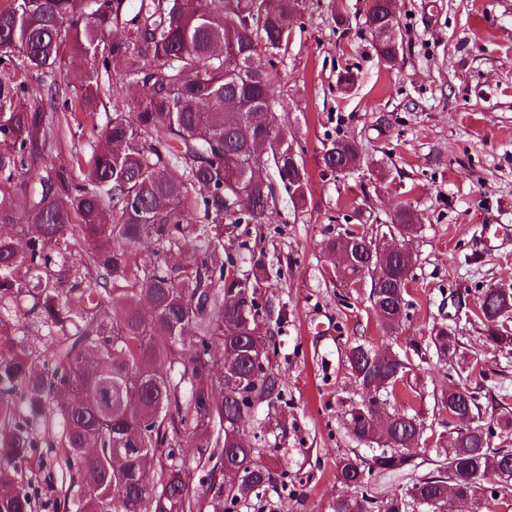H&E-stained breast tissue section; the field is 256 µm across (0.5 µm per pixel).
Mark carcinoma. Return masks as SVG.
<instances>
[{
  "label": "carcinoma",
  "mask_w": 512,
  "mask_h": 512,
  "mask_svg": "<svg viewBox=\"0 0 512 512\" xmlns=\"http://www.w3.org/2000/svg\"><path fill=\"white\" fill-rule=\"evenodd\" d=\"M295 0H5L0 5V224L16 223L20 237L0 236V302L32 298L28 312L57 332L49 357H36L0 337V512H33L18 466L37 449L59 448L56 466L69 477L59 509L74 496L75 512H237V504L287 478L284 470L255 460L248 436L236 440L239 422L259 401L280 402L283 389L272 363L254 360L259 344H272L255 284L265 264L254 261L253 279L226 268L224 225L263 224L271 186L252 178L251 145L266 134L257 109L275 103V75L262 63L266 45L288 46ZM367 25L381 61H395L386 29H397L394 0H374ZM121 35L105 40L112 29ZM81 57V93L45 78L61 68L65 51ZM250 63L252 77L237 83L226 73ZM42 77L33 85L29 77ZM118 75L142 90L126 100L114 88ZM113 101L112 121L90 155L66 169L32 175L22 192L15 176L57 132L46 108L91 115ZM286 143L272 155L283 184L305 200L308 178L288 156ZM361 157L345 138L322 153L328 170H350ZM250 202L231 209L238 190ZM420 229L409 208L395 212L375 236L346 230L328 239L347 247L351 264L336 280L355 287L371 278V307L388 334L410 317L413 264L398 258L376 265L380 238ZM195 236L198 256L184 263L181 240ZM153 238L164 263L148 270L136 243ZM86 242L95 253V278L81 287L83 308L62 303L59 269L71 246ZM118 306L111 319L105 307ZM486 342L512 354V293L488 288L478 303ZM222 351V359L214 357ZM435 355L458 382L434 395V406L470 417L461 432L449 421L448 446L435 449V468L420 463L405 444L424 427L417 415L390 404L345 403L343 418L358 445L377 446L368 458L339 462L341 491L331 512H440L448 499L462 512H492L512 500V448L495 441L512 432V411L496 425L484 420L491 389L469 385L474 355L463 350L457 327L432 325L400 351L380 355L367 340L347 351L349 374L374 385L382 399L396 398L415 361ZM108 393L111 401L99 396ZM196 438L192 464L176 459L180 439ZM141 448L125 454L124 448ZM204 476L197 477L198 473ZM401 473V493L377 496L366 475Z\"/></svg>",
  "instance_id": "carcinoma-1"
}]
</instances>
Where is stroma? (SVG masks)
Listing matches in <instances>:
<instances>
[{
  "label": "stroma",
  "instance_id": "obj_1",
  "mask_svg": "<svg viewBox=\"0 0 512 512\" xmlns=\"http://www.w3.org/2000/svg\"><path fill=\"white\" fill-rule=\"evenodd\" d=\"M370 0H298L289 44L273 58L275 118L308 174L305 203L276 183L266 223L224 228V259L238 277L263 260L259 296L274 333L273 367L283 388L276 407L256 406L248 432L260 433L261 464L287 470L283 485L242 502L238 512H330L341 489L336 464L355 448L342 401L359 398L345 369L357 338L398 348L433 323L457 326L466 351L479 355L497 398L487 422L512 408V356L490 347L472 310L491 287L512 290V238L486 242L484 225L512 226V0H396L399 59L384 65L366 24ZM356 82L344 89L345 72ZM112 117L100 109L64 132L35 170L90 153ZM354 140L366 166L339 175L323 167L333 140ZM402 208L421 224L414 255L411 318L384 335L368 288L332 279L325 242L357 225L389 223ZM0 336L43 354L53 331L36 314L0 315ZM448 367L429 357L400 385L399 407L441 432L434 391Z\"/></svg>",
  "mask_w": 512,
  "mask_h": 512
}]
</instances>
